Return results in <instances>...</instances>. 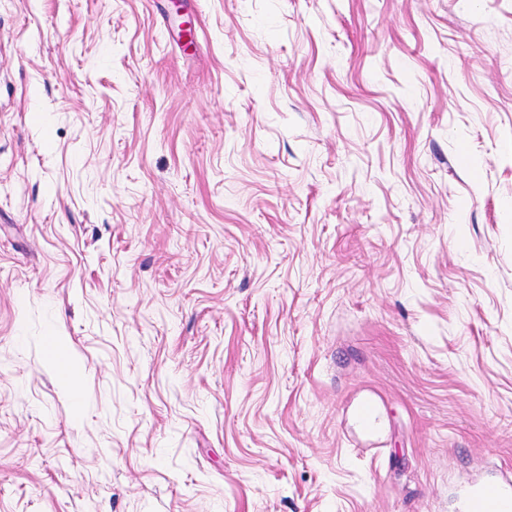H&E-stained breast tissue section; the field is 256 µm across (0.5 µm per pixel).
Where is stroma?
I'll return each mask as SVG.
<instances>
[{
    "label": "stroma",
    "mask_w": 512,
    "mask_h": 512,
    "mask_svg": "<svg viewBox=\"0 0 512 512\" xmlns=\"http://www.w3.org/2000/svg\"><path fill=\"white\" fill-rule=\"evenodd\" d=\"M511 469L512 0H0V512Z\"/></svg>",
    "instance_id": "obj_1"
}]
</instances>
